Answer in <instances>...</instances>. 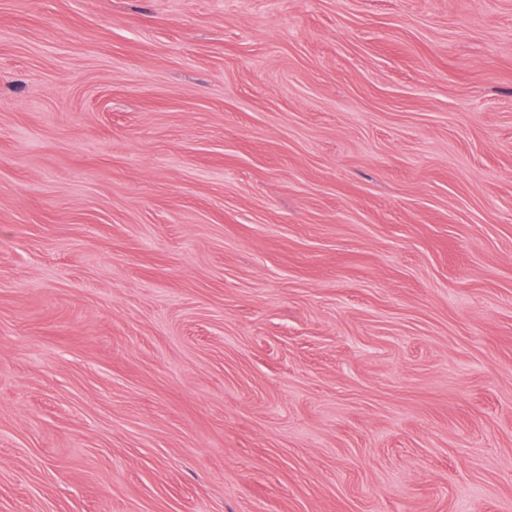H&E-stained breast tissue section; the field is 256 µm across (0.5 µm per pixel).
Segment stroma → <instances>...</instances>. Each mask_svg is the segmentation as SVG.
Returning <instances> with one entry per match:
<instances>
[{"label": "stroma", "instance_id": "obj_1", "mask_svg": "<svg viewBox=\"0 0 512 512\" xmlns=\"http://www.w3.org/2000/svg\"><path fill=\"white\" fill-rule=\"evenodd\" d=\"M0 512H512V0H0Z\"/></svg>", "mask_w": 512, "mask_h": 512}]
</instances>
